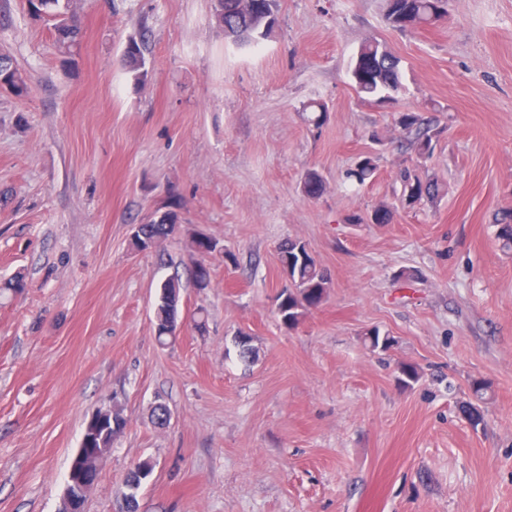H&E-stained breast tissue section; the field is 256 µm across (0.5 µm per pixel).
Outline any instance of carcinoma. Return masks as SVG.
I'll list each match as a JSON object with an SVG mask.
<instances>
[{"mask_svg":"<svg viewBox=\"0 0 512 512\" xmlns=\"http://www.w3.org/2000/svg\"><path fill=\"white\" fill-rule=\"evenodd\" d=\"M31 16L47 22L51 29L59 32L54 44L60 63L70 66L80 47L83 32L79 19L76 0H27ZM386 17L393 27L404 30L409 27L433 25L447 14L448 0H385ZM240 0H215L213 19L223 29L224 37L235 45L257 44L268 38L278 22L279 0H256L253 3L256 15L244 16L239 13ZM354 57L368 62V67L360 72L350 70L352 86L361 98L372 97L377 100L390 98L400 84L399 60L381 48L375 42L362 44ZM123 67L135 73V78L144 76L143 42L130 41L122 59ZM0 90H6L17 97H26L29 86L26 76L13 64L10 57L0 54ZM395 124L407 134V144L417 157H429L434 150V141L440 134L433 121L420 112H399L394 118ZM377 171L376 160L371 156L360 159L349 172V177L364 184L374 177ZM401 186V198L407 205L421 201H434L439 196L438 183L432 179H421L408 170L398 175ZM325 183L322 176L310 170L303 180V192L312 198L322 195ZM166 215L171 219L168 224H144L141 233L132 237V245L138 251L147 249L145 239H168L175 231L178 216L169 210ZM498 226L497 239L501 248L512 251V211L495 217ZM217 242L205 235L198 236L193 242L190 255L192 274L199 288L210 284V273H199V264L205 262V255L214 251ZM280 261L290 286L278 296V316L282 324L294 327L304 315L318 307L324 300L329 288L330 278L318 268L315 258L307 251L306 245L290 240L280 247ZM182 297V283L179 277H170L158 286L155 306V334L162 346L171 344L165 335L167 329L176 322ZM100 422L84 443L79 457L72 459L73 470L89 466L95 472H101L102 465L112 450L115 439L123 433L127 419L123 410L114 406L99 410ZM155 465L149 460L135 464L126 474L121 492L131 507L129 512H138V497L144 484L153 474Z\"/></svg>","mask_w":512,"mask_h":512,"instance_id":"1","label":"carcinoma"}]
</instances>
